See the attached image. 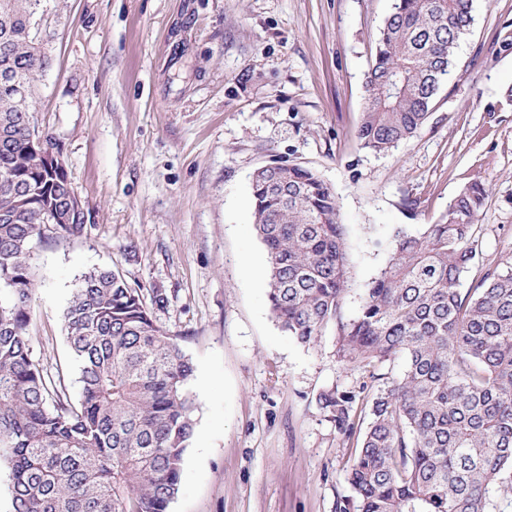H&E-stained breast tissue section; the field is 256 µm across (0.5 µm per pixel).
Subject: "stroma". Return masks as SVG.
<instances>
[{
	"label": "stroma",
	"mask_w": 512,
	"mask_h": 512,
	"mask_svg": "<svg viewBox=\"0 0 512 512\" xmlns=\"http://www.w3.org/2000/svg\"><path fill=\"white\" fill-rule=\"evenodd\" d=\"M393 0H46L34 126L55 143L89 224L32 244L33 357L79 393L63 311L108 266L168 302L153 310L195 372V435L169 512H336L356 447L316 405L363 368L336 328L302 345L269 308L252 226L254 172L314 170L344 224L355 315L392 234L423 231L465 187L488 196L463 286L512 268V0H474L426 122L385 153L358 137L365 78Z\"/></svg>",
	"instance_id": "stroma-1"
}]
</instances>
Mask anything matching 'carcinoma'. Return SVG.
<instances>
[{
    "instance_id": "carcinoma-1",
    "label": "carcinoma",
    "mask_w": 512,
    "mask_h": 512,
    "mask_svg": "<svg viewBox=\"0 0 512 512\" xmlns=\"http://www.w3.org/2000/svg\"><path fill=\"white\" fill-rule=\"evenodd\" d=\"M40 2L0 0V466L9 512H167L196 431L194 366L142 290L108 267L81 275L63 313L77 400L31 357V244L47 230L88 233L83 216L47 227L71 186L63 166L31 147L34 97L23 102L16 91L34 88L44 65L34 41ZM472 12L473 0H395L365 80V147L385 153L414 136ZM487 196L474 183L424 232L396 230L389 261L349 317L332 190L298 164L252 178L275 321L304 345L335 324L338 358L373 381L317 398L347 440L368 418L347 470L355 499L340 512H490L491 492L512 495V271L488 270L461 288Z\"/></svg>"
}]
</instances>
